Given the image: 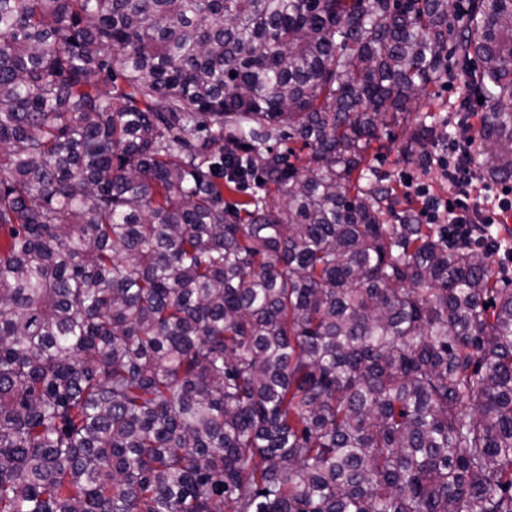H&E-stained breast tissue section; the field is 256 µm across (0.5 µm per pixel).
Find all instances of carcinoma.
I'll return each mask as SVG.
<instances>
[{"label": "carcinoma", "instance_id": "obj_1", "mask_svg": "<svg viewBox=\"0 0 512 512\" xmlns=\"http://www.w3.org/2000/svg\"><path fill=\"white\" fill-rule=\"evenodd\" d=\"M0 0V512H512L492 229L383 223L457 56L512 181V0Z\"/></svg>", "mask_w": 512, "mask_h": 512}]
</instances>
